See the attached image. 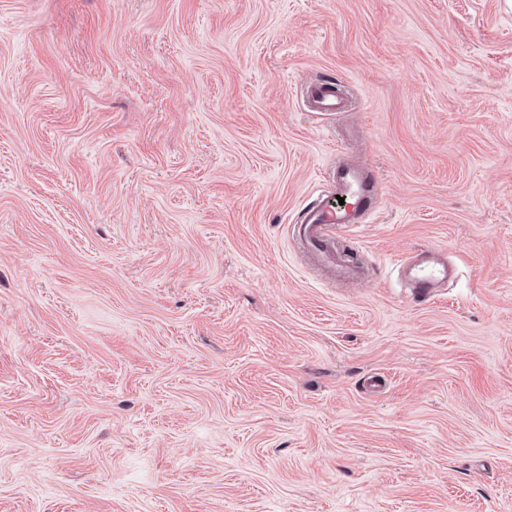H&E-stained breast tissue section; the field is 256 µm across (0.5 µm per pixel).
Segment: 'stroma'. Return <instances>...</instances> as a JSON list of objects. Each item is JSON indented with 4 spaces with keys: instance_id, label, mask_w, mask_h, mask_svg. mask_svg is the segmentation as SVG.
Masks as SVG:
<instances>
[{
    "instance_id": "obj_1",
    "label": "stroma",
    "mask_w": 512,
    "mask_h": 512,
    "mask_svg": "<svg viewBox=\"0 0 512 512\" xmlns=\"http://www.w3.org/2000/svg\"><path fill=\"white\" fill-rule=\"evenodd\" d=\"M0 512H512V0H0ZM307 96L309 106L317 112H344L348 107L345 92L333 81H315L308 87ZM336 195L344 205L317 198L299 213L290 225L291 236L304 256L315 267L326 270L337 281L358 280L365 276V258L356 253L345 256L338 248L336 232L365 224L372 211L375 180L365 166L338 163L331 174ZM399 272L411 297L420 301H430L455 277L447 254L434 248L422 249L404 259Z\"/></svg>"
}]
</instances>
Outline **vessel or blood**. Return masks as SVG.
I'll list each match as a JSON object with an SVG mask.
<instances>
[{
	"mask_svg": "<svg viewBox=\"0 0 512 512\" xmlns=\"http://www.w3.org/2000/svg\"><path fill=\"white\" fill-rule=\"evenodd\" d=\"M307 101L318 112L345 111V92L329 80H317L307 89ZM337 195L343 202L332 205L323 197L305 206L291 226V236L315 267L338 281L363 278L366 261L361 254L344 255L338 248L337 230L364 223L372 210L375 180L366 167L340 163L332 174ZM400 276L413 299L428 301L455 276L445 252L426 248L410 255L400 265Z\"/></svg>",
	"mask_w": 512,
	"mask_h": 512,
	"instance_id": "vessel-or-blood-1",
	"label": "vessel or blood"
}]
</instances>
